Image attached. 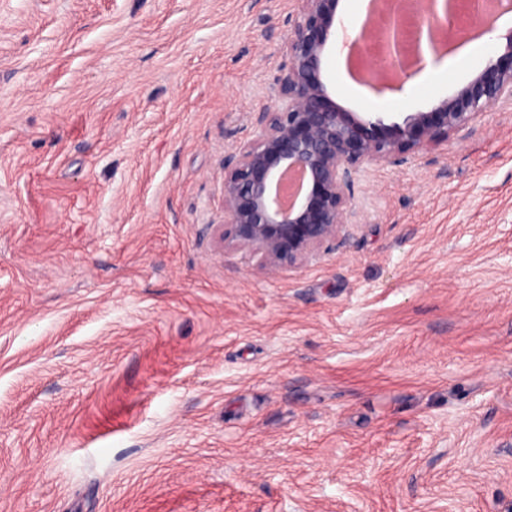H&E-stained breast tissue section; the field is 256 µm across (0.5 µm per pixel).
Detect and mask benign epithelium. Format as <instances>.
<instances>
[{
  "instance_id": "7a95c632",
  "label": "benign epithelium",
  "mask_w": 512,
  "mask_h": 512,
  "mask_svg": "<svg viewBox=\"0 0 512 512\" xmlns=\"http://www.w3.org/2000/svg\"><path fill=\"white\" fill-rule=\"evenodd\" d=\"M300 17L288 36L289 63L279 80L274 105L254 113L255 138L224 153V216L208 224L222 251H237L268 272L294 268L336 250L353 223L354 177L366 164L399 167L424 159L470 128L483 112L512 101V30L502 53L489 61L454 97L434 112H408L384 123L376 112H347L330 103L321 78L326 35L336 20L338 0H298ZM471 0H388V17L365 22L345 35L361 52L366 70L378 79L405 83L422 60V36L432 51L442 36L458 38L463 26L444 29L443 17L469 20ZM424 16L426 23L412 18ZM303 186L284 207L273 189L290 171Z\"/></svg>"
}]
</instances>
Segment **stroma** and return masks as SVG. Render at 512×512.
I'll return each mask as SVG.
<instances>
[{
    "label": "stroma",
    "instance_id": "35a3bbf8",
    "mask_svg": "<svg viewBox=\"0 0 512 512\" xmlns=\"http://www.w3.org/2000/svg\"><path fill=\"white\" fill-rule=\"evenodd\" d=\"M296 0H0V512H512V103L367 165L346 243L216 251ZM349 112H429L486 65Z\"/></svg>",
    "mask_w": 512,
    "mask_h": 512
}]
</instances>
